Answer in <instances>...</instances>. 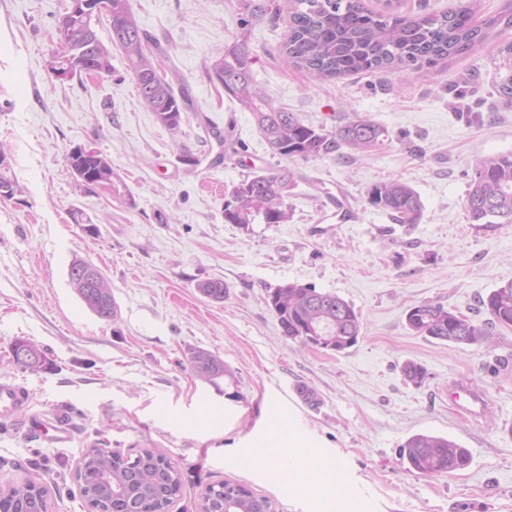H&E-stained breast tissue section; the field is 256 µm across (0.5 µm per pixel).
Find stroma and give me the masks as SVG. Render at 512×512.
Here are the masks:
<instances>
[{
  "label": "stroma",
  "mask_w": 512,
  "mask_h": 512,
  "mask_svg": "<svg viewBox=\"0 0 512 512\" xmlns=\"http://www.w3.org/2000/svg\"><path fill=\"white\" fill-rule=\"evenodd\" d=\"M159 40L194 109L180 133L161 126L138 96L120 52L112 75L50 79L57 19L70 0H0V152L20 195L0 199V382L26 387L17 420H0V486L49 489L48 512H90L77 469L91 447L133 456L163 449L183 491L170 512H199L201 494L225 480L271 499L275 512H512V328L491 342L457 345L413 334L411 307L434 303L484 322L483 298L512 281V224L469 223L465 198L477 160L512 152V98L494 76L512 41V0H472L485 36L435 66L321 77L284 63L291 0H129ZM459 0H362L375 13L442 14ZM245 44L258 87L305 123L326 130L367 117L386 138L341 146L308 161L272 155L250 113L205 69ZM89 145L112 160V190L81 191L66 155ZM187 146L201 160L179 159ZM295 169L283 224H228L224 198L259 169ZM407 182L423 217L397 224L369 201L380 182ZM81 210L86 223H73ZM97 265L112 286L116 320L89 311L70 283L73 259ZM224 282L215 301L198 286ZM293 283L353 304L362 334L342 353L283 336L266 302ZM18 338L46 353L36 372L16 364ZM193 349L219 355L234 374L197 377ZM421 365V385L405 363ZM480 385L478 420L449 400L450 384ZM314 389L318 406L296 389ZM308 430L296 475L260 460L286 436L265 404ZM71 433L58 444L32 432V416ZM417 433L445 436L469 453L460 470L426 475L399 450Z\"/></svg>",
  "instance_id": "1"
}]
</instances>
